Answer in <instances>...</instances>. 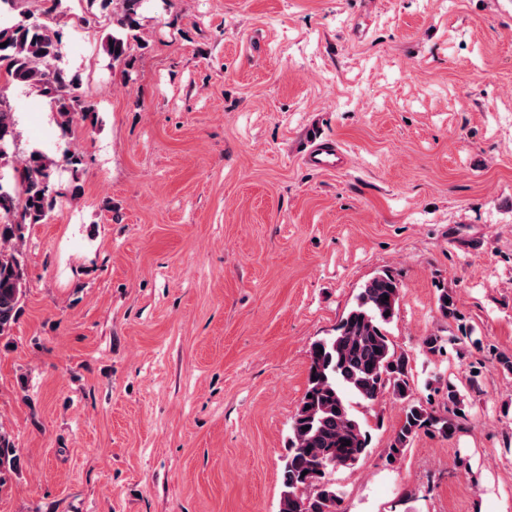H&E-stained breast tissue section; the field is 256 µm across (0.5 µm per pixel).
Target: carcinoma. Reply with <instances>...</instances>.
<instances>
[{
  "mask_svg": "<svg viewBox=\"0 0 512 512\" xmlns=\"http://www.w3.org/2000/svg\"><path fill=\"white\" fill-rule=\"evenodd\" d=\"M0 1L19 16L11 25L0 26L4 82L49 99L64 131L77 115L96 123L97 107L83 96L80 74L63 64L61 35L29 10L27 0ZM88 2L98 4L101 12L112 13L116 30L107 36L105 50L112 66H128L131 46L139 41L145 0ZM16 127L11 101L0 89V339L11 336L23 310L27 291L23 246L28 227L47 222L58 196L66 194L75 200L83 194V155L77 150L64 153L71 179L61 192L54 188L53 159L40 151L17 155ZM400 297V284L392 274L374 275L335 333L312 343L305 396L291 421L279 512H341V496L330 475L338 468L356 465L368 453V432L353 412L355 402L369 408L387 393L403 403V418L386 448V457L395 461L421 432L450 437L460 431L457 411L461 400L455 386H446L441 411L414 397L409 357L396 351L387 331ZM437 310L446 319L458 318L456 301L446 290L437 297ZM448 342V338L429 334L422 338L421 348L441 354ZM305 426L309 430H303ZM346 441L350 445H344ZM18 464L13 440L0 429V489Z\"/></svg>",
  "mask_w": 512,
  "mask_h": 512,
  "instance_id": "obj_1",
  "label": "carcinoma"
}]
</instances>
